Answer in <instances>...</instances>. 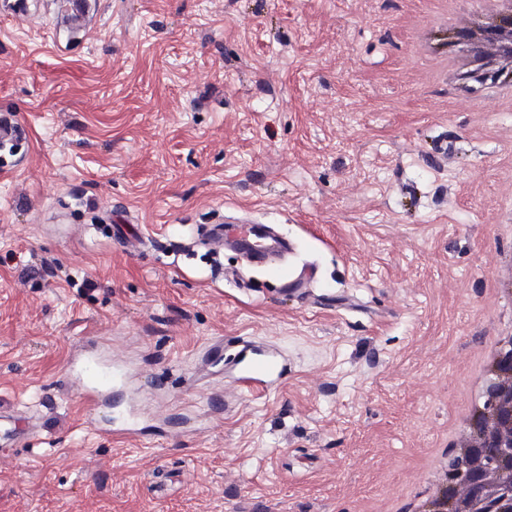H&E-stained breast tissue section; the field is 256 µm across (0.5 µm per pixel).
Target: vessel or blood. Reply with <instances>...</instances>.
<instances>
[{"instance_id":"1","label":"vessel or blood","mask_w":512,"mask_h":512,"mask_svg":"<svg viewBox=\"0 0 512 512\" xmlns=\"http://www.w3.org/2000/svg\"><path fill=\"white\" fill-rule=\"evenodd\" d=\"M211 241L216 248L233 249L256 267L267 269L282 279L289 297L299 299L308 292L316 277L313 266L287 270L277 262L278 257L290 254L288 239L279 237L270 225L252 222L241 225L225 222L216 225ZM209 357L222 361L227 384L256 395H267L281 388L288 378V362L278 352L248 338H239L232 357L224 355L223 339L213 340ZM69 380L77 384L80 396L89 410H96L98 401L108 387H130L132 375L118 360L106 363L87 353L75 355L70 363ZM38 427L35 418L16 410L0 409V436L8 445L24 443Z\"/></svg>"}]
</instances>
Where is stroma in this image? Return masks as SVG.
<instances>
[{
  "instance_id": "stroma-1",
  "label": "stroma",
  "mask_w": 512,
  "mask_h": 512,
  "mask_svg": "<svg viewBox=\"0 0 512 512\" xmlns=\"http://www.w3.org/2000/svg\"><path fill=\"white\" fill-rule=\"evenodd\" d=\"M0 0V403L37 415L0 455V512H403L488 396L512 332V100L438 78L410 30L481 0ZM129 213L150 241L109 228ZM280 225L312 301L214 253L224 215ZM278 347V393L196 363ZM128 358L142 432L98 436L64 390L77 345ZM122 216V215H121ZM120 215H113L112 238L127 248H140L146 242L143 234L134 235L127 231L126 222Z\"/></svg>"
}]
</instances>
